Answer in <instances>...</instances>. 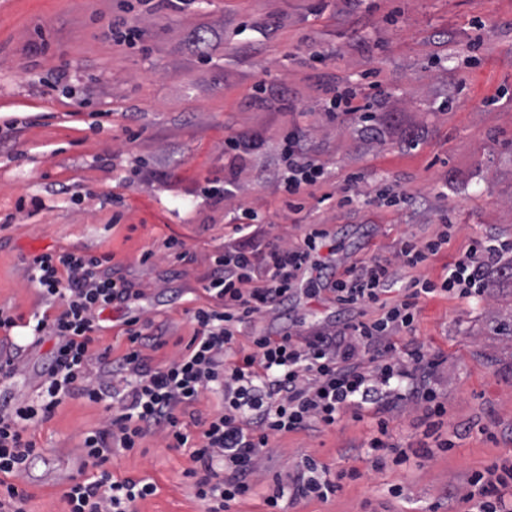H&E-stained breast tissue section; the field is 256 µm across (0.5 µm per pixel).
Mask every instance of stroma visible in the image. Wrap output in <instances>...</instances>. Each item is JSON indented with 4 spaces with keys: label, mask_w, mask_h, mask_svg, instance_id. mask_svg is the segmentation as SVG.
<instances>
[{
    "label": "stroma",
    "mask_w": 512,
    "mask_h": 512,
    "mask_svg": "<svg viewBox=\"0 0 512 512\" xmlns=\"http://www.w3.org/2000/svg\"><path fill=\"white\" fill-rule=\"evenodd\" d=\"M115 18L141 39L113 42ZM375 84L371 121L328 115L337 91L365 96ZM296 129L326 172L297 212L274 178L276 148ZM231 134L251 149L225 155ZM210 182L220 196L203 194ZM239 207L288 244L309 226L325 230L340 271L394 257L402 237L423 242L444 224L450 240L425 269L436 281L473 241L511 243L512 0H0V307L44 311L26 276L34 255L111 254L112 275L142 297L104 313L100 344L130 315L165 325L168 345L150 354L160 365L173 340L190 338L189 311L209 300L210 257ZM171 236L181 250L165 248ZM420 306L413 340L441 354L431 382L445 401L442 425L418 406L396 409L390 441L408 461L378 469L364 450L370 416L281 436L263 488L306 455L359 473L328 501L288 512H448L469 475L512 462V283ZM347 317L329 290L313 300L301 290L255 326L306 334ZM52 347L25 346L21 373L0 383V406L36 397ZM104 415L76 396L37 427L45 453L19 482L29 512H67L81 436ZM142 446L111 465L157 485L139 512H206L183 476L188 453L153 435Z\"/></svg>",
    "instance_id": "1"
}]
</instances>
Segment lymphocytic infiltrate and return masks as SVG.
I'll list each match as a JSON object with an SVG mask.
<instances>
[{
	"label": "lymphocytic infiltrate",
	"instance_id": "lymphocytic-infiltrate-1",
	"mask_svg": "<svg viewBox=\"0 0 512 512\" xmlns=\"http://www.w3.org/2000/svg\"><path fill=\"white\" fill-rule=\"evenodd\" d=\"M280 155L281 189L288 196L302 195L325 176L323 166L304 153L298 134L285 138ZM257 218L249 209L233 214V236L213 255L206 287L211 302L191 310L190 340L160 367L152 366L148 352L166 345V333L137 316L123 323L126 347L119 357L96 347L104 312L140 297L106 271L110 255L50 249L32 257L27 280L50 309L26 317L0 307V331L21 327L33 342L53 340L52 364L37 401L0 413V512H27L29 496L17 482L43 454L34 428L74 396L103 405L105 416L82 436L84 462L93 472L70 484L64 494L68 512H137L140 501L155 495L156 484L116 478L109 464L151 434L160 435L168 449L188 451L192 466L184 475L193 479L207 512H228L232 503L255 493L273 441L285 434L334 427L348 412L357 418L368 413L378 431L368 447L379 465L391 451L383 440L391 411L410 402L429 416L445 414L427 381L438 356L395 339L415 333L423 299L483 297L503 247L471 246L437 283L422 270L447 244V231L424 243L403 238L395 259L362 260L331 280L338 304L363 308L382 304L394 284L395 264L414 270L400 298L383 304L379 317L354 318L307 335L288 330L266 336L254 331L255 320L287 300L311 254L327 240L314 228L296 246L276 239L261 243ZM207 393L221 395L222 404L204 420L193 407ZM340 481L308 455L286 479L276 480L264 503L268 512H286L285 503L336 495ZM462 499L469 512H512V465L496 462L470 475Z\"/></svg>",
	"mask_w": 512,
	"mask_h": 512
}]
</instances>
